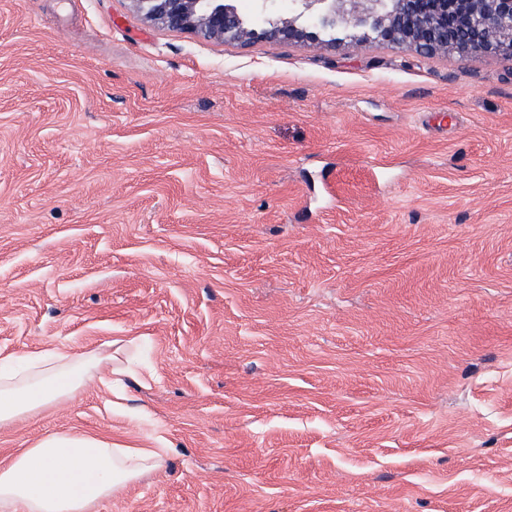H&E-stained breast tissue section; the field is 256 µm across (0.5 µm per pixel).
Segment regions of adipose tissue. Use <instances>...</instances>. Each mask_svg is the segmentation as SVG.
<instances>
[{
    "instance_id": "adipose-tissue-1",
    "label": "adipose tissue",
    "mask_w": 512,
    "mask_h": 512,
    "mask_svg": "<svg viewBox=\"0 0 512 512\" xmlns=\"http://www.w3.org/2000/svg\"><path fill=\"white\" fill-rule=\"evenodd\" d=\"M144 339L116 340L115 352L39 351L0 358V427L76 398L103 376L121 382ZM166 448H128L85 434H49L0 464V512H96L105 499L159 470Z\"/></svg>"
}]
</instances>
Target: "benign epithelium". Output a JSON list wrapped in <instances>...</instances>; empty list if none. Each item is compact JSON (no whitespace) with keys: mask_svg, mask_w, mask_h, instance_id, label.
Segmentation results:
<instances>
[{"mask_svg":"<svg viewBox=\"0 0 512 512\" xmlns=\"http://www.w3.org/2000/svg\"><path fill=\"white\" fill-rule=\"evenodd\" d=\"M146 17L205 39L336 42V15L373 38L422 55L453 50L463 59L476 53L512 57V0H293L297 17L312 27L279 18L266 28L251 27L234 0H134Z\"/></svg>","mask_w":512,"mask_h":512,"instance_id":"benign-epithelium-1","label":"benign epithelium"}]
</instances>
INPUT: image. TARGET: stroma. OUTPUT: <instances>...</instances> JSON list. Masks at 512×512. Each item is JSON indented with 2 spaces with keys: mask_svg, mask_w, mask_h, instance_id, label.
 Returning <instances> with one entry per match:
<instances>
[{
  "mask_svg": "<svg viewBox=\"0 0 512 512\" xmlns=\"http://www.w3.org/2000/svg\"><path fill=\"white\" fill-rule=\"evenodd\" d=\"M126 336L0 463L170 449L97 512H512V58L0 0V357Z\"/></svg>",
  "mask_w": 512,
  "mask_h": 512,
  "instance_id": "stroma-1",
  "label": "stroma"
}]
</instances>
